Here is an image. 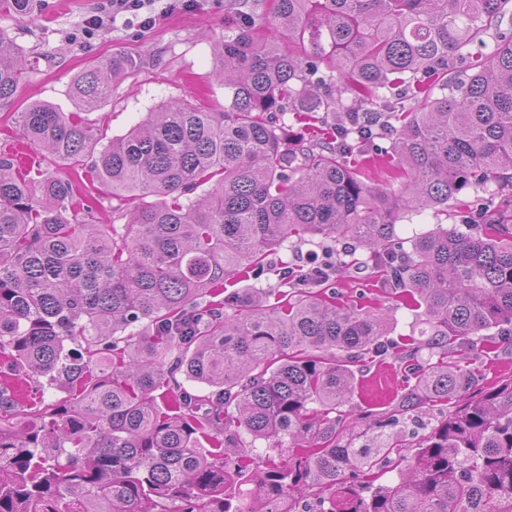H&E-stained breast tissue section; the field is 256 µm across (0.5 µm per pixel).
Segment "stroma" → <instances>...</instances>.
<instances>
[{"label": "stroma", "instance_id": "obj_1", "mask_svg": "<svg viewBox=\"0 0 512 512\" xmlns=\"http://www.w3.org/2000/svg\"><path fill=\"white\" fill-rule=\"evenodd\" d=\"M100 3L38 0L32 16H0V28L23 48L30 61L13 111L36 101L65 113L81 111L109 139L127 133L163 101L187 99L204 108L223 106L224 87L212 74L213 43L224 34L228 0H199L197 8L174 10L146 29L118 26L82 34L84 20ZM120 52L142 56L145 68L114 85L107 101L83 111L70 93L74 76L93 61ZM319 250L315 242L286 241L271 255V271L258 279L236 281L234 287L255 294L271 290L277 287L283 268L303 269L302 255ZM378 281L373 270L343 266L329 285L343 303L368 309L393 308L391 299L378 288ZM404 385V372L395 358H374L359 376L352 396L356 414L386 406Z\"/></svg>", "mask_w": 512, "mask_h": 512}]
</instances>
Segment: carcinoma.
<instances>
[{
	"mask_svg": "<svg viewBox=\"0 0 512 512\" xmlns=\"http://www.w3.org/2000/svg\"><path fill=\"white\" fill-rule=\"evenodd\" d=\"M35 2L0 0V14ZM230 10L214 56L224 109L161 103L98 150L92 181L154 198L117 205L110 224L44 167L83 161L97 129L43 102L12 113L41 159L0 149V356L39 397L0 385V512H512V380L472 394L463 364L481 343L512 344V204L486 211L482 233L439 226L397 248L406 214L512 188V0ZM488 29L493 52L459 71ZM25 67L0 28V107ZM141 68L104 57L70 92L93 109ZM291 238L365 248L336 261L380 273L414 311L411 334L297 287L307 271L282 272L272 301L228 290ZM390 352L406 387L359 424L358 376ZM51 388L63 396L47 403ZM380 472L398 481L376 486ZM233 474L260 508L225 494Z\"/></svg>",
	"mask_w": 512,
	"mask_h": 512,
	"instance_id": "carcinoma-1",
	"label": "carcinoma"
}]
</instances>
